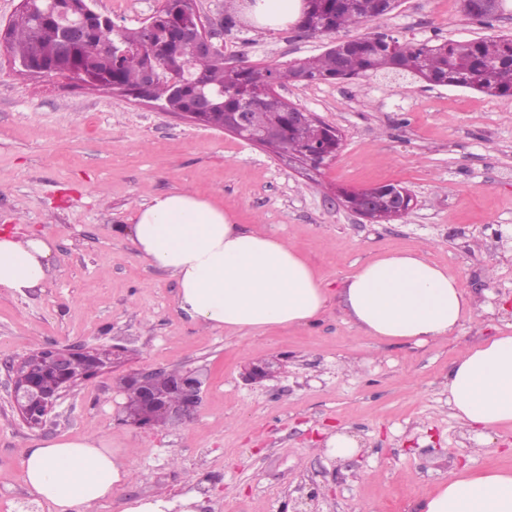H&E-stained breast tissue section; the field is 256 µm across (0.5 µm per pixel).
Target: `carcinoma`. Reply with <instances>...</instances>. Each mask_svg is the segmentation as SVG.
<instances>
[{"instance_id": "1", "label": "carcinoma", "mask_w": 512, "mask_h": 512, "mask_svg": "<svg viewBox=\"0 0 512 512\" xmlns=\"http://www.w3.org/2000/svg\"><path fill=\"white\" fill-rule=\"evenodd\" d=\"M398 0H309L310 33L329 34L356 28L385 16L397 7ZM184 14L162 9L155 16L160 39L172 46L174 57L194 63L213 90H224V98L213 108L215 112H237L244 92L257 87V80L268 74L281 85L297 82L302 71L311 82L332 81L367 76L381 71L407 74L429 85L451 86L477 91L489 96H512V35H496L479 40H447L436 45L401 42L384 35L354 38L342 52L329 48L323 54L282 68L227 67L223 63L195 56L191 43L178 36ZM124 41L131 50L120 58L112 55V43ZM137 28L99 29L83 39L38 12H20L11 20L9 44L12 55L23 61L64 67L68 64L88 65L102 78L134 93L140 88L148 55L133 49ZM170 74L165 72L153 89L156 99L164 100L172 112L190 109L192 93L168 96ZM292 104L277 96L267 99L250 112V125L255 129L279 128L280 134L268 139L265 146L273 153H302L321 147L329 141L328 127L311 123L299 132L288 127ZM127 394L126 417L152 427L161 417L141 401L140 389L130 380L123 383Z\"/></svg>"}]
</instances>
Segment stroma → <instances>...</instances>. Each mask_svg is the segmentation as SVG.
Here are the masks:
<instances>
[{"label":"stroma","instance_id":"stroma-1","mask_svg":"<svg viewBox=\"0 0 512 512\" xmlns=\"http://www.w3.org/2000/svg\"><path fill=\"white\" fill-rule=\"evenodd\" d=\"M161 0H95L136 27ZM512 32V0L492 26L461 0H399L344 38L388 33L403 42ZM337 37L295 26L224 28V61L285 66ZM288 102L337 129L336 157L308 171L232 134L199 127L158 104L16 73L0 55V226L54 245L53 272L27 296L0 291V512L33 504L21 456L33 440L107 433L133 449L131 477L93 512L164 490L202 492L199 512H415L448 475L512 469V427L480 442L448 405V372L483 338L512 332V97L379 75L280 87ZM398 183L413 206L377 223L337 201L340 189ZM176 189L196 192L236 223L285 239L332 297L313 324L237 333L198 327L177 306V283L141 259L128 234L138 205ZM418 249L478 305L453 336L424 345L362 333L339 293L358 267ZM120 350L107 372L73 387L38 427L11 400L6 366L47 347ZM271 363L250 384L247 368ZM192 369L202 403L187 422L137 429L124 421L121 376ZM357 452L332 455L330 436Z\"/></svg>","mask_w":512,"mask_h":512}]
</instances>
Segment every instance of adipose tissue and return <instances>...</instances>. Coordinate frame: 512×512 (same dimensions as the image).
<instances>
[{
	"instance_id": "adipose-tissue-1",
	"label": "adipose tissue",
	"mask_w": 512,
	"mask_h": 512,
	"mask_svg": "<svg viewBox=\"0 0 512 512\" xmlns=\"http://www.w3.org/2000/svg\"><path fill=\"white\" fill-rule=\"evenodd\" d=\"M130 239L142 259L177 281V305L204 329L253 332L314 323L328 295L316 270L290 244L235 223L223 207L177 190L140 204ZM54 263L38 235L0 233V289L43 288ZM340 303L365 334L420 344L455 333L472 308L459 282L423 253H390L362 264ZM456 417L484 437L512 426V334L469 346L448 375ZM25 484L50 512H91L131 474L128 455L92 434L34 440L23 452ZM195 491L126 501L122 512H197ZM416 512H512V470L462 471L419 498Z\"/></svg>"
}]
</instances>
